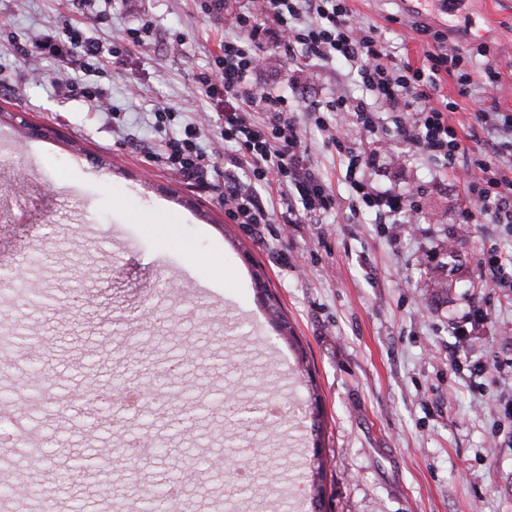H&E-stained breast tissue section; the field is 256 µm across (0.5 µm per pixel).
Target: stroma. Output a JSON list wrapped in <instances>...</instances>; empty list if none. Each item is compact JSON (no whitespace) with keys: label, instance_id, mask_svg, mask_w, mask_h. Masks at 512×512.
<instances>
[{"label":"stroma","instance_id":"1","mask_svg":"<svg viewBox=\"0 0 512 512\" xmlns=\"http://www.w3.org/2000/svg\"><path fill=\"white\" fill-rule=\"evenodd\" d=\"M418 62V16L400 0H352ZM71 22L110 44L143 29L117 62L86 73L24 55L45 27ZM230 16L199 0H0V272L40 259L41 308L14 305L0 282V325L18 354L0 369V432L27 407L45 437L68 449L42 459L37 486L13 512H142L146 487L178 481L190 459L223 470L184 484L175 512H305L306 460L321 450L322 512H512V289L488 292L484 249L512 262V228L460 224L454 174L397 135L348 130L376 188L412 192L407 214L378 223L353 209L348 152L302 125L314 172L335 205L284 225L288 201L262 189L272 223L237 224L224 212V172L207 186L158 165L163 141L200 127L201 148H223V126L199 76L213 67ZM448 44L488 48L499 74L493 100L512 114V0H477L473 19L448 26ZM255 79L304 111L336 89L361 96L343 64L300 78L271 37L258 41ZM100 88L119 117L70 94L68 79ZM175 115L160 128L157 107ZM207 266H196L197 258ZM448 285L435 290L433 279ZM274 292L302 348L288 343L258 298ZM488 321L468 326L474 309ZM200 355L160 385L176 346ZM44 370L33 376L29 357ZM496 364L494 379L477 363ZM135 388L138 409L65 415L53 396Z\"/></svg>","mask_w":512,"mask_h":512}]
</instances>
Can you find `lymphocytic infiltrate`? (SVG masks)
I'll return each instance as SVG.
<instances>
[{"instance_id":"1","label":"lymphocytic infiltrate","mask_w":512,"mask_h":512,"mask_svg":"<svg viewBox=\"0 0 512 512\" xmlns=\"http://www.w3.org/2000/svg\"><path fill=\"white\" fill-rule=\"evenodd\" d=\"M349 2L205 0L207 9L228 11L235 31L234 36L225 38L215 56L214 71L201 80L206 96L224 110L225 140L237 145L231 163L250 173L246 184L233 178L224 181V207L229 218L238 224L272 223V212L259 193L263 187L275 188L293 199L290 214L297 219H311L331 208L334 198L328 185L305 161L301 120L313 121L340 148L344 145L341 132L338 125L327 121V113L351 115L366 133L381 135L385 129L378 121L379 113L393 112L397 115L396 134L415 152L443 158L451 166L462 163L464 223L512 224V175L492 159L475 156L452 122L457 103L438 96L444 73L454 75L465 93L475 85L490 93L493 84H476L471 56L449 47L442 31L425 25L415 27L426 46L421 65L391 56L383 33L356 21ZM267 22L275 25L280 46L296 62L299 72H306L315 61L344 64L363 89V97L350 98L340 89L300 115L284 95L257 85L254 76L261 57L256 38ZM30 54L62 63L77 56L88 57L100 68L107 62L102 46L84 38L81 30L70 24L41 33L32 41ZM257 112L263 113V120H254ZM199 138V127L185 126L181 136L166 142L157 162L185 179H203L217 169L222 154L204 151ZM364 165L362 155L350 154L348 171L360 207L375 211L382 220L417 212L410 196L381 191L365 181L361 175Z\"/></svg>"}]
</instances>
